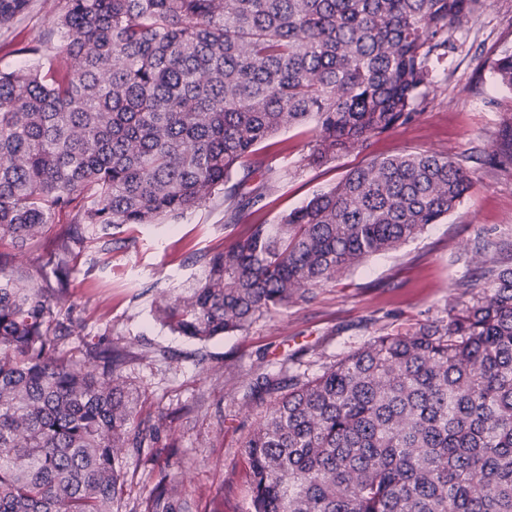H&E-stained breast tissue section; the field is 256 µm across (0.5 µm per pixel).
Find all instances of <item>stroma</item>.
I'll return each instance as SVG.
<instances>
[{
  "label": "stroma",
  "instance_id": "1",
  "mask_svg": "<svg viewBox=\"0 0 512 512\" xmlns=\"http://www.w3.org/2000/svg\"><path fill=\"white\" fill-rule=\"evenodd\" d=\"M67 7L68 0H28L0 26V70L48 67L60 43L55 23ZM452 39L453 50L431 63L434 85L418 100L415 120L372 138L368 147L310 166V124L284 129L262 146L258 155L277 183L249 222L225 224L219 193L163 223L113 229L108 249L90 243L70 256L69 301L82 325L63 351L82 359L86 343L102 336L127 346L124 373L137 396L136 413L160 427L157 461L126 460L118 512L144 500L163 467L177 475L191 512H249L241 451L263 409L248 397L257 381L279 374L305 380L375 337L446 318L449 304L468 301L484 285L478 246L492 241L501 258L512 256V169L488 161L503 120L512 116V88L493 70L500 54L512 50V0H487ZM25 46L31 54H22ZM406 152L461 160L469 175L462 203L440 223L322 285L312 301L263 316L243 332L199 342L156 320L155 302L188 285L206 258L245 234L250 222L277 223L372 158ZM72 219L69 212L57 216L39 248L16 254L14 268L35 275Z\"/></svg>",
  "mask_w": 512,
  "mask_h": 512
}]
</instances>
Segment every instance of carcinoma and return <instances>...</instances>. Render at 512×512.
I'll list each match as a JSON object with an SVG mask.
<instances>
[{
    "label": "carcinoma",
    "instance_id": "carcinoma-1",
    "mask_svg": "<svg viewBox=\"0 0 512 512\" xmlns=\"http://www.w3.org/2000/svg\"><path fill=\"white\" fill-rule=\"evenodd\" d=\"M28 0H0V25ZM487 0H69L57 64L0 71V241H39L76 212L66 254L123 224H156L224 193L227 224L274 188L247 190L258 146L315 122L320 166L411 122L429 61ZM512 88V52L495 61ZM492 157L512 165V117ZM469 189L460 162L374 158L276 224L206 260L157 306L206 341L313 298L437 224ZM0 253V512H114L124 455L153 459L111 340L78 363L80 318L59 287L15 278ZM448 320L378 336L272 397L243 443L250 512H512V262ZM132 512H188L165 470Z\"/></svg>",
    "mask_w": 512,
    "mask_h": 512
}]
</instances>
